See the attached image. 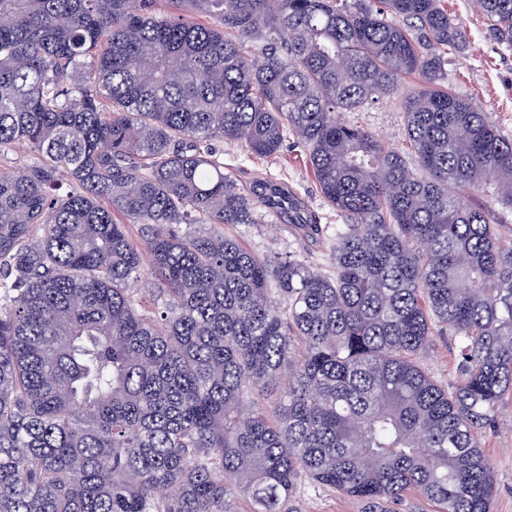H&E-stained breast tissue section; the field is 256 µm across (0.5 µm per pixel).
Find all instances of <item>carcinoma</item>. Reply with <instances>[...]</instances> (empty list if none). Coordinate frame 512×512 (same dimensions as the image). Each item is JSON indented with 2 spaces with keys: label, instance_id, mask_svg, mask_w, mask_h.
I'll list each match as a JSON object with an SVG mask.
<instances>
[{
  "label": "carcinoma",
  "instance_id": "obj_1",
  "mask_svg": "<svg viewBox=\"0 0 512 512\" xmlns=\"http://www.w3.org/2000/svg\"><path fill=\"white\" fill-rule=\"evenodd\" d=\"M443 2L0 0V512H490L512 240L473 197L512 211V140L441 84ZM478 3L512 44V0ZM399 93L416 170L337 117ZM289 135L350 217L328 272L216 230L326 234L224 173L216 143ZM445 330L449 387L420 361ZM301 512H361L363 505L333 490L307 489L299 500Z\"/></svg>",
  "mask_w": 512,
  "mask_h": 512
}]
</instances>
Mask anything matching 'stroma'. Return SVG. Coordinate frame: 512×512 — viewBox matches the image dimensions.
Wrapping results in <instances>:
<instances>
[{"mask_svg": "<svg viewBox=\"0 0 512 512\" xmlns=\"http://www.w3.org/2000/svg\"><path fill=\"white\" fill-rule=\"evenodd\" d=\"M450 15L466 32L464 53L449 52L444 83L459 97L478 104L504 137L512 139V46L499 42L475 0H445ZM345 122L373 133L389 149L406 159L414 152L404 137L405 113L399 98H386L355 112H341ZM224 171L231 174L243 193L257 181H271L297 197L316 223L335 227L346 218L328 206L317 190L304 148L285 141L271 156H256L236 142H224ZM225 235L236 238L248 250L264 255L298 256L320 268L329 266L328 244L302 235L295 225L276 216L257 224H229ZM488 465L495 479L491 512H512V399L500 408L494 429L482 436Z\"/></svg>", "mask_w": 512, "mask_h": 512, "instance_id": "35a3bbf8", "label": "stroma"}]
</instances>
